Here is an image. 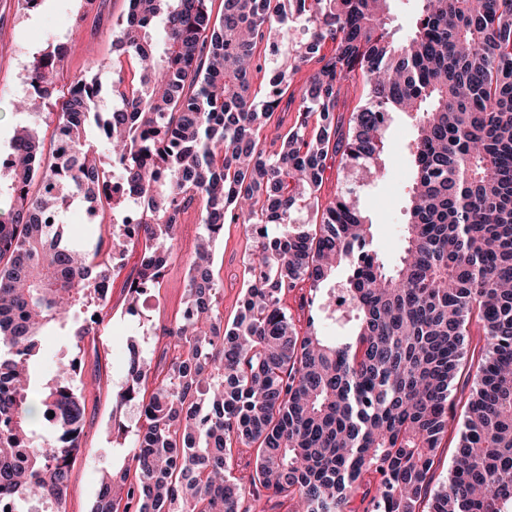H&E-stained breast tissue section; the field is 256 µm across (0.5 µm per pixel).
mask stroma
Returning a JSON list of instances; mask_svg holds the SVG:
<instances>
[{
    "instance_id": "1",
    "label": "stroma",
    "mask_w": 512,
    "mask_h": 512,
    "mask_svg": "<svg viewBox=\"0 0 512 512\" xmlns=\"http://www.w3.org/2000/svg\"><path fill=\"white\" fill-rule=\"evenodd\" d=\"M129 11V0H39L26 7L24 0H0V151L9 150L17 126L30 123L16 107L24 98L28 71L35 57L48 46L63 42L67 55L57 78L65 88L80 74H99L119 53L116 36ZM414 133L402 114H394L387 130L384 155L386 176L370 186L360 187L362 209L372 222L373 248L388 263H395L403 249V222L410 160L406 145ZM200 231L197 210H188L178 236L179 259L169 265L161 288L143 309L142 316L124 313L126 281L137 261L128 256L124 267L112 271L109 305L112 313L93 328L86 345L82 379L87 421L82 448L70 474L65 512H91L102 474L120 467L122 451L112 446V393L124 381L123 365L129 341H137L144 354L168 345L160 327L175 321L185 302V282L190 258ZM253 242L241 225L228 224L215 246L214 275L224 282V320L235 317L244 284L249 277L248 262Z\"/></svg>"
}]
</instances>
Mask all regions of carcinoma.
<instances>
[{"instance_id":"obj_1","label":"carcinoma","mask_w":512,"mask_h":512,"mask_svg":"<svg viewBox=\"0 0 512 512\" xmlns=\"http://www.w3.org/2000/svg\"><path fill=\"white\" fill-rule=\"evenodd\" d=\"M209 2L130 0L117 35L130 78L117 59L105 84L80 75L52 99L30 95L50 106L36 113L55 126L50 151L25 125L0 157V512L10 502L62 512L81 448L79 362L92 326L76 327L36 391L44 331L90 306L105 319L100 287L115 253L138 252L126 295L137 314L193 204L201 237L187 315L163 328L172 348L158 357L129 347L112 396V440L130 448L128 462L102 476L91 512H267L272 498L295 512H357V497L363 512H512V0H416L402 39L391 0H223L215 20ZM65 57L61 45L39 54L30 86L55 89ZM269 62L264 90L252 91ZM304 66L299 94L287 93ZM357 72L367 101L346 119L339 104ZM290 111L293 126L266 143L272 115ZM397 112L415 128L413 175L403 253L388 266L356 188L326 206L320 191L337 156L363 186L384 175ZM108 180L140 205L112 224L107 252L100 240L81 257L75 232L51 218L72 205L124 210L101 194ZM305 210L321 214L317 231ZM226 224L254 241L228 325L212 270ZM341 267L349 305L338 319ZM305 289L300 308L320 300L346 335H322L311 313L298 330L283 299ZM463 370L475 392L448 481L432 494ZM235 443L256 452L244 483Z\"/></svg>"}]
</instances>
